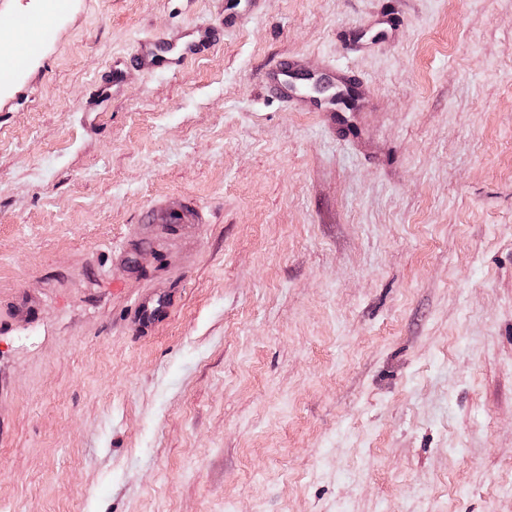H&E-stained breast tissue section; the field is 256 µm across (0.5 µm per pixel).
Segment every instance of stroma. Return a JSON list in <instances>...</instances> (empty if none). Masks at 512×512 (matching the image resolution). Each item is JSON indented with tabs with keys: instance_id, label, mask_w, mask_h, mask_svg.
Instances as JSON below:
<instances>
[{
	"instance_id": "stroma-1",
	"label": "stroma",
	"mask_w": 512,
	"mask_h": 512,
	"mask_svg": "<svg viewBox=\"0 0 512 512\" xmlns=\"http://www.w3.org/2000/svg\"><path fill=\"white\" fill-rule=\"evenodd\" d=\"M244 8L68 0L0 95V512H512V0ZM198 41L189 43L184 51L175 57H168L165 51L155 45V41L140 42L136 54L137 65L149 72L172 70L201 52V49L208 46L212 40L209 31L203 33L198 31ZM301 58H287L278 62L273 68L266 72L265 82L270 90L279 94L288 107L294 111L311 110L312 102L304 96H288V90L294 86L289 82L292 74L300 72ZM157 220L161 224H195L199 222V211L194 207L164 205L157 210Z\"/></svg>"
}]
</instances>
